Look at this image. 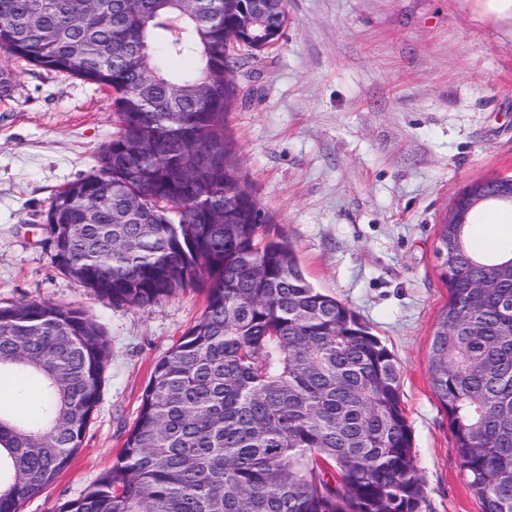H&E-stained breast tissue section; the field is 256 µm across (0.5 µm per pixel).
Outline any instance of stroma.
Returning <instances> with one entry per match:
<instances>
[{
  "label": "stroma",
  "instance_id": "35a3bbf8",
  "mask_svg": "<svg viewBox=\"0 0 512 512\" xmlns=\"http://www.w3.org/2000/svg\"><path fill=\"white\" fill-rule=\"evenodd\" d=\"M0 305L83 309L111 341L100 402L70 466L22 512H55L111 467L155 363L203 293L112 305L46 245L57 191L91 173L116 130L109 94L0 51ZM227 120L242 176L311 284L345 302L397 358L425 486L420 512H481L465 483L428 354L448 301L439 227L472 181L512 176V22L480 0H288L277 45L235 73Z\"/></svg>",
  "mask_w": 512,
  "mask_h": 512
}]
</instances>
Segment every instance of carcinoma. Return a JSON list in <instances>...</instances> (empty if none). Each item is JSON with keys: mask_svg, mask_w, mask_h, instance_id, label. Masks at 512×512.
I'll return each instance as SVG.
<instances>
[{"mask_svg": "<svg viewBox=\"0 0 512 512\" xmlns=\"http://www.w3.org/2000/svg\"><path fill=\"white\" fill-rule=\"evenodd\" d=\"M0 0V49L112 93L98 169L52 199L57 268L113 305L197 288L205 308L154 366L116 460L56 512H420L424 485L394 354L308 282L270 234L224 122L241 39L279 40L288 4ZM255 24H250V21ZM189 57L190 73L168 69ZM440 225L448 288L428 376L481 512H512V248L480 254ZM111 343L80 308L0 306V512L47 489L82 447ZM38 394L30 415L16 399Z\"/></svg>", "mask_w": 512, "mask_h": 512, "instance_id": "1", "label": "carcinoma"}]
</instances>
